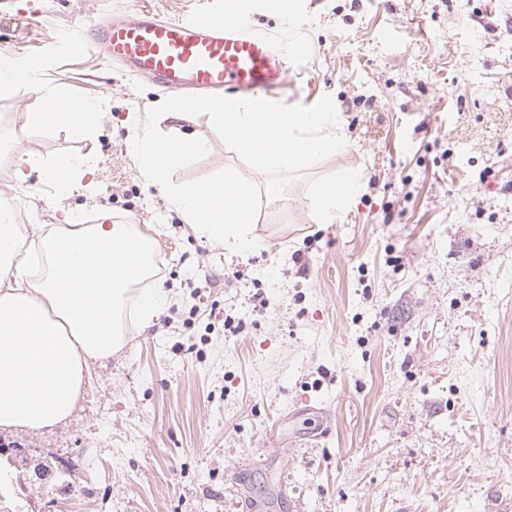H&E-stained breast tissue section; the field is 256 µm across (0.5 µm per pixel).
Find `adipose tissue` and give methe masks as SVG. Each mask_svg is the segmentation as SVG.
Masks as SVG:
<instances>
[{"instance_id": "adipose-tissue-1", "label": "adipose tissue", "mask_w": 512, "mask_h": 512, "mask_svg": "<svg viewBox=\"0 0 512 512\" xmlns=\"http://www.w3.org/2000/svg\"><path fill=\"white\" fill-rule=\"evenodd\" d=\"M71 89L56 84L46 104L27 113L39 130L82 137L103 120L95 104L70 109ZM14 179L32 173L67 194L94 174L87 156L68 154L43 162L24 151L12 155ZM340 192L320 191L319 217L329 223L359 195L362 175H334ZM153 242L136 224H84L65 211L58 224H23L0 201V429L38 431L67 420L87 380L89 362H104L124 347L126 311L148 325L167 301L146 287Z\"/></svg>"}]
</instances>
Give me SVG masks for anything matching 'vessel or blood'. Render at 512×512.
<instances>
[{"label": "vessel or blood", "instance_id": "b4317fda", "mask_svg": "<svg viewBox=\"0 0 512 512\" xmlns=\"http://www.w3.org/2000/svg\"><path fill=\"white\" fill-rule=\"evenodd\" d=\"M86 45L175 93L233 92L269 101L286 80L289 56L306 53L300 43L284 53L244 18L205 11L178 18L107 12Z\"/></svg>", "mask_w": 512, "mask_h": 512}]
</instances>
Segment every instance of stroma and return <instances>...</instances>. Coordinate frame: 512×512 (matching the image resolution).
Returning a JSON list of instances; mask_svg holds the SVG:
<instances>
[{
    "label": "stroma",
    "instance_id": "stroma-1",
    "mask_svg": "<svg viewBox=\"0 0 512 512\" xmlns=\"http://www.w3.org/2000/svg\"><path fill=\"white\" fill-rule=\"evenodd\" d=\"M228 0H0V66L30 65L29 87L0 86V200L21 223L140 225L169 294L149 326L90 366L71 418L1 430L27 449L0 467L13 512H512V0H248L254 30L303 43L288 105L330 96L348 147L262 198L247 255L180 224L133 153L135 123L167 96L156 82L82 48L104 11L173 18ZM102 104L98 133L35 131L26 112L51 88ZM209 140L185 183L224 168L265 183L207 116ZM96 160L92 190L59 198L11 149ZM353 168L363 190L323 223L315 191ZM270 301L261 312L255 294ZM242 324L224 329L225 317ZM286 440L270 457L271 430ZM247 458L257 469L239 475ZM56 461L65 475L38 479Z\"/></svg>",
    "mask_w": 512,
    "mask_h": 512
}]
</instances>
